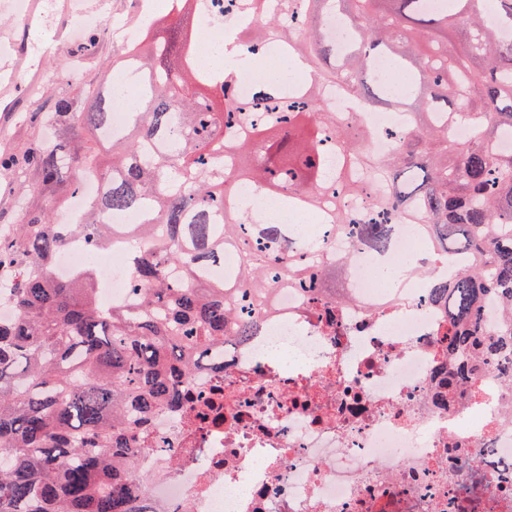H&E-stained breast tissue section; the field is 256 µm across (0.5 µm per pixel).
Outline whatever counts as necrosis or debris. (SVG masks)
Here are the masks:
<instances>
[{
  "mask_svg": "<svg viewBox=\"0 0 512 512\" xmlns=\"http://www.w3.org/2000/svg\"><path fill=\"white\" fill-rule=\"evenodd\" d=\"M206 28L195 56L223 54L237 99H251L266 78L224 44L251 17L247 0H196ZM154 14L142 0L139 24L117 29L124 54L116 85L138 93L131 56ZM327 109L371 133L374 153L395 148L409 111L374 110L339 82L317 83ZM125 93V95H126ZM112 98V133L129 106ZM301 257L323 265L348 259L345 286L332 294L282 285L259 331L235 343L223 372L196 366L189 401L155 414L136 454L153 479L143 494L156 512H512V382L484 370L481 381L449 391L443 348L448 316L430 303L413 258L432 253L423 225L402 219L389 252L323 224H295ZM128 242L90 248L68 237L54 269L71 277L90 255L102 258L105 304L134 296ZM389 266L391 280L371 278Z\"/></svg>",
  "mask_w": 512,
  "mask_h": 512,
  "instance_id": "necrosis-or-debris-1",
  "label": "necrosis or debris"
}]
</instances>
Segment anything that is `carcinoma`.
Returning a JSON list of instances; mask_svg holds the SVG:
<instances>
[{
	"instance_id": "1",
	"label": "carcinoma",
	"mask_w": 512,
	"mask_h": 512,
	"mask_svg": "<svg viewBox=\"0 0 512 512\" xmlns=\"http://www.w3.org/2000/svg\"><path fill=\"white\" fill-rule=\"evenodd\" d=\"M174 18L155 26L135 50L147 79L125 135L110 140L111 90L81 86L55 101L45 116L78 128L66 141L48 140L21 157L0 158V174L33 167L47 188L75 171L71 194L84 177H100L98 195L68 235L91 247L109 238L142 240L130 256L137 300L102 306L90 267L71 280L52 269L65 238L49 213H24L0 232V303L15 312L0 320V512H153L133 474L138 439L155 413L185 399L184 383L201 357L224 359L225 329L245 338L254 321L236 318L242 295L255 309L272 302L279 280L325 288L336 267L297 257L283 224H261L225 195L232 178L260 186L282 208L319 210L322 196L369 194L374 216L362 224L332 208L328 223L354 229L360 244L384 250L391 218L422 224L432 246L471 264L453 277L430 280L429 298L448 313V391L480 377V363L512 380V332L489 336L480 310L493 296L512 320V0H280L265 11L251 0L257 23L238 32L239 46L270 40L293 44L298 59L321 80L339 79L371 109L399 103L414 126L387 156L374 154L365 132L336 124L317 85L281 102L274 84L249 101H231L224 68L194 67L189 57L191 0H176ZM338 12L351 30L349 51L327 63L336 46L325 19ZM460 30L448 48V28ZM383 53L404 76L398 96L363 73ZM276 112L230 146L232 169L212 167L224 153V121L235 114ZM467 123L480 135L457 140L448 126ZM336 138L342 167L328 181L322 144ZM112 148L101 162L99 148ZM115 211L144 216L116 226ZM242 251V274L212 282L202 268L224 249Z\"/></svg>"
}]
</instances>
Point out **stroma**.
Masks as SVG:
<instances>
[{"mask_svg": "<svg viewBox=\"0 0 512 512\" xmlns=\"http://www.w3.org/2000/svg\"><path fill=\"white\" fill-rule=\"evenodd\" d=\"M62 2L44 0L43 16L32 23L13 12L10 0H0V150L20 155L42 141L67 140L70 130L44 122V113L75 86L111 81L120 54L112 29L138 22L139 0H73L77 11L111 22L96 27L95 53L82 55L74 38L58 33ZM48 193L32 170L1 178L0 225L15 223L21 209L45 206Z\"/></svg>", "mask_w": 512, "mask_h": 512, "instance_id": "35a3bbf8", "label": "stroma"}]
</instances>
